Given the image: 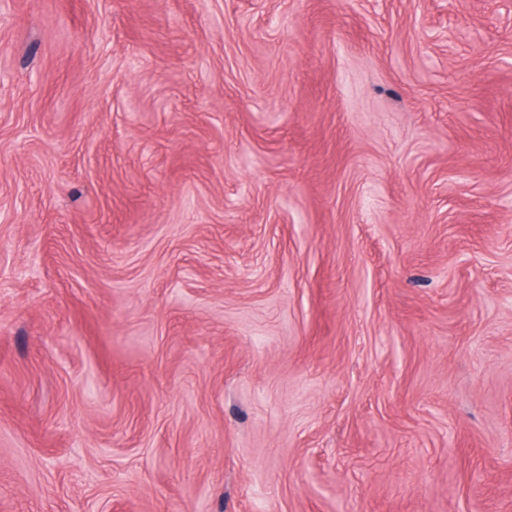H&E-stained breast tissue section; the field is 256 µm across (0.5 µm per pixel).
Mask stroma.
Listing matches in <instances>:
<instances>
[{"label": "stroma", "mask_w": 512, "mask_h": 512, "mask_svg": "<svg viewBox=\"0 0 512 512\" xmlns=\"http://www.w3.org/2000/svg\"><path fill=\"white\" fill-rule=\"evenodd\" d=\"M512 512V13L0 0V512Z\"/></svg>", "instance_id": "stroma-1"}]
</instances>
